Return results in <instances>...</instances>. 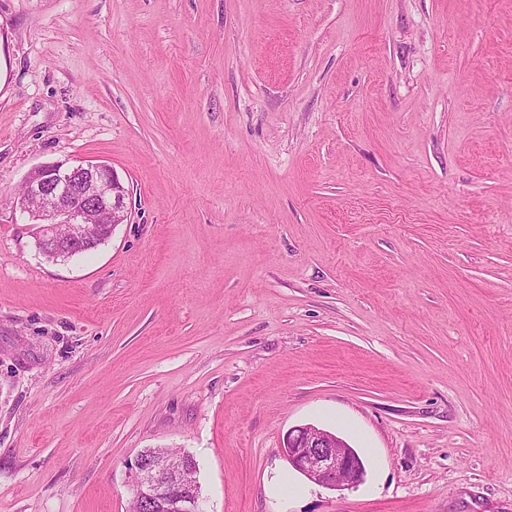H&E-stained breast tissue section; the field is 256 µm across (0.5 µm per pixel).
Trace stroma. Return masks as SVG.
Listing matches in <instances>:
<instances>
[{
  "label": "stroma",
  "instance_id": "stroma-1",
  "mask_svg": "<svg viewBox=\"0 0 512 512\" xmlns=\"http://www.w3.org/2000/svg\"><path fill=\"white\" fill-rule=\"evenodd\" d=\"M94 159L128 219L49 261L13 198ZM148 448L205 512H512V0H0V512ZM281 451L292 467L319 485L352 489L364 482V462L329 431L312 425L293 427L283 438Z\"/></svg>",
  "mask_w": 512,
  "mask_h": 512
}]
</instances>
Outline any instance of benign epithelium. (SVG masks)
I'll use <instances>...</instances> for the list:
<instances>
[{"instance_id": "1", "label": "benign epithelium", "mask_w": 512, "mask_h": 512, "mask_svg": "<svg viewBox=\"0 0 512 512\" xmlns=\"http://www.w3.org/2000/svg\"><path fill=\"white\" fill-rule=\"evenodd\" d=\"M15 207L38 225L41 253L58 260L88 248V217L102 216L107 231L127 220L122 185L103 162L62 161L36 167L26 178ZM281 451L289 464L310 481L325 487L356 488L364 482L365 465L335 434L312 425L296 426L283 438ZM133 498L148 512H198L200 495L191 463L182 456H138L128 464Z\"/></svg>"}]
</instances>
